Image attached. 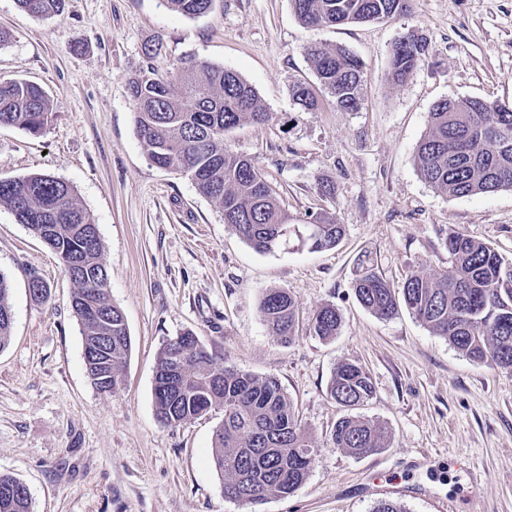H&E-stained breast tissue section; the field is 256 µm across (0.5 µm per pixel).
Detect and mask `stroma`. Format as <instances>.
<instances>
[{
    "label": "stroma",
    "mask_w": 512,
    "mask_h": 512,
    "mask_svg": "<svg viewBox=\"0 0 512 512\" xmlns=\"http://www.w3.org/2000/svg\"><path fill=\"white\" fill-rule=\"evenodd\" d=\"M1 32L0 79L40 86L51 119L38 135L0 126V177L45 173L71 184L97 224L131 338L122 386L99 393L61 260L0 206L13 313L0 350V473L27 486L34 512H373L383 500L404 512H512V370L472 361L409 313L378 318L352 290L364 261L396 286L414 266L447 268L451 228L512 259V190L453 197L425 183L414 160L436 102L512 104V0H412L409 14L329 28L304 27L291 0H217L196 18L163 0H67L46 17L0 0ZM406 35L426 43L427 58L394 84L390 53ZM309 44L360 58L358 111L336 109L319 88ZM201 60L239 73L270 115L226 132V149L255 161L289 213L343 224L335 248L256 252L190 177L148 161L128 78ZM300 82L314 87L316 109L295 104ZM322 180L333 196L319 193ZM34 275L47 301L30 295ZM269 288L298 302L290 345L258 310ZM327 304L341 326L323 340L310 324ZM187 331L225 366L280 383L319 447L292 494L254 506L225 498L210 465L222 410L175 428L158 422L159 352ZM344 361L368 372L375 396L354 413L390 427L389 447L358 457L330 447L345 410L327 388Z\"/></svg>",
    "instance_id": "stroma-1"
}]
</instances>
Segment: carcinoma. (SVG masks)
I'll list each match as a JSON object with an SVG mask.
<instances>
[{"label": "carcinoma", "mask_w": 512, "mask_h": 512, "mask_svg": "<svg viewBox=\"0 0 512 512\" xmlns=\"http://www.w3.org/2000/svg\"><path fill=\"white\" fill-rule=\"evenodd\" d=\"M66 0H17L36 16L51 15ZM185 16L208 13L215 0H166ZM306 27H331L391 18L407 12L410 0H291ZM317 80L343 111L353 112L361 101L363 64L342 46L306 47ZM426 56L425 45L410 37L393 46L388 78L405 82ZM136 108V134L149 161L190 175L197 190L224 214V224L259 253L272 252L294 234L309 250L336 247L344 225L325 214L308 217L306 224L289 214L255 161L224 150V133L244 122L261 123L269 114L253 87L234 70L206 61L180 67L166 76L150 69L128 81ZM297 105L309 111L317 98L306 83L291 89ZM50 108L42 89L19 80H0V125L31 134L41 133ZM416 168L433 189L454 197L512 190V105L479 98L443 99L429 113L428 131L420 141ZM0 206L18 223L43 240L63 261L74 285L73 316L87 337L112 336L106 359L114 392L122 384L131 339L122 310L108 292L103 243L90 213L75 200L66 181L49 174L0 178ZM445 244L451 265L431 271L419 265L404 283L394 287L366 262L352 288L358 302L380 318L406 309L433 334L474 361L491 360L512 369V260L488 244L454 229ZM296 301L282 288L263 292L259 311L272 335L290 343L296 329ZM10 284L0 273V349L12 327ZM339 310L321 307L311 330L323 340L336 336ZM179 351L185 369L197 378L211 379L208 388L190 385L182 390L154 393L158 420L177 427L213 409L224 410L216 431L211 464L222 480L224 495L245 505L262 503L269 495L286 497L306 479L318 446L304 433L280 383L230 368L212 355L191 332L168 340L156 370L168 368ZM330 397L343 407L373 398L374 388L363 367L338 364L328 386ZM388 429L351 415L341 417L331 433L330 446L351 455L388 447ZM0 512H33L29 490L17 478L0 474Z\"/></svg>", "instance_id": "1"}]
</instances>
